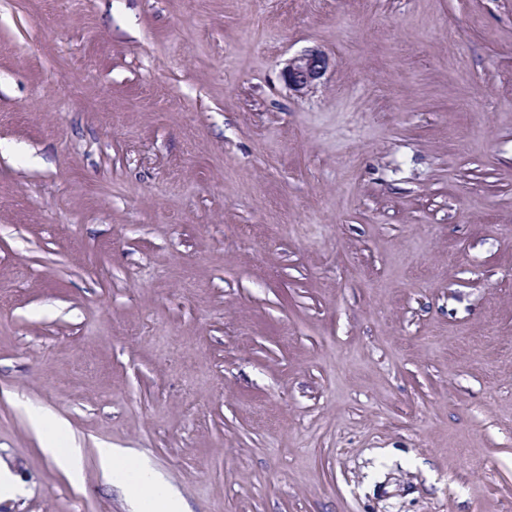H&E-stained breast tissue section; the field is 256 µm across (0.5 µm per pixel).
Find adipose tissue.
I'll return each mask as SVG.
<instances>
[{
    "mask_svg": "<svg viewBox=\"0 0 512 512\" xmlns=\"http://www.w3.org/2000/svg\"><path fill=\"white\" fill-rule=\"evenodd\" d=\"M31 420L37 430L48 433L42 446L44 453L67 473H78L82 467V451L71 443L62 442L63 425L49 422L38 413L32 414ZM98 456L104 477L127 488L135 512H183L181 502L160 483L147 464L127 457L120 448L99 449Z\"/></svg>",
    "mask_w": 512,
    "mask_h": 512,
    "instance_id": "adipose-tissue-1",
    "label": "adipose tissue"
}]
</instances>
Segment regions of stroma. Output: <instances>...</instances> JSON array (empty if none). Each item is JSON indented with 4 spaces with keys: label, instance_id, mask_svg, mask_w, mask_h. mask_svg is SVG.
Returning a JSON list of instances; mask_svg holds the SVG:
<instances>
[{
    "label": "stroma",
    "instance_id": "obj_1",
    "mask_svg": "<svg viewBox=\"0 0 512 512\" xmlns=\"http://www.w3.org/2000/svg\"><path fill=\"white\" fill-rule=\"evenodd\" d=\"M101 448L186 512H512V0H0V512H131ZM327 65L328 60L321 51L305 50L288 59L283 77L291 90L304 93L324 75ZM33 426L40 431H45L48 426L52 428V435L48 436L42 446L44 453L60 468L70 474H77L82 467V451L76 448L67 439L62 443L60 437L64 432V426L58 422H52L38 413L31 416Z\"/></svg>",
    "mask_w": 512,
    "mask_h": 512
}]
</instances>
